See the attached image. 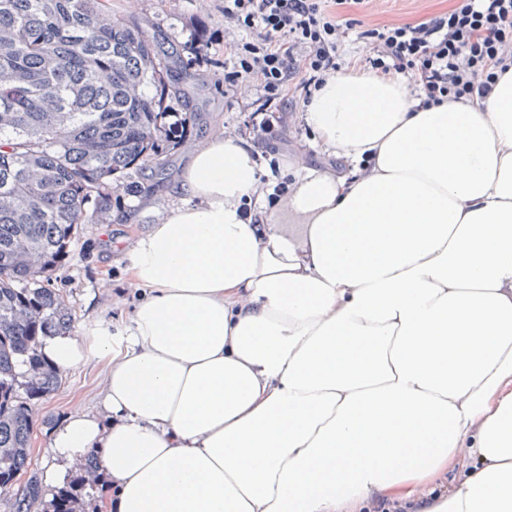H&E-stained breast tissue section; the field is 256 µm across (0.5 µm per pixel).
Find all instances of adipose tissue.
Segmentation results:
<instances>
[{
	"instance_id": "obj_1",
	"label": "adipose tissue",
	"mask_w": 512,
	"mask_h": 512,
	"mask_svg": "<svg viewBox=\"0 0 512 512\" xmlns=\"http://www.w3.org/2000/svg\"><path fill=\"white\" fill-rule=\"evenodd\" d=\"M302 118L347 172L295 157L273 211L252 145L207 139L129 250L128 321L47 340L104 381L44 484L92 455L103 512H512V68L423 107L351 66Z\"/></svg>"
}]
</instances>
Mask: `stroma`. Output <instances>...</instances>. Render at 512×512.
<instances>
[{"mask_svg":"<svg viewBox=\"0 0 512 512\" xmlns=\"http://www.w3.org/2000/svg\"><path fill=\"white\" fill-rule=\"evenodd\" d=\"M111 3L115 16L136 19L146 30L161 32L180 48L183 58H190L194 42L201 40L208 46L206 57L197 65L206 82L194 90L200 121L192 128L187 142L167 154L169 173L178 177L195 147L224 130L245 132L252 121L258 91L243 94L224 84V59L241 34L225 30L224 0H111ZM452 4L453 0H371L368 9L351 11L350 16L357 24L341 47L342 55L345 60L356 61L366 53L367 46L359 36L363 25L374 21L413 22L448 11ZM288 104L287 126L279 129L271 144L257 148L259 166L268 179L273 176L271 161L287 165L297 151H308L316 166L325 164L323 157L314 152L313 134L301 118L303 101L292 96ZM140 182L143 192L156 194V207L138 204L133 195L113 200L112 207L121 211L122 221L83 225L71 257L52 275V286L63 293L73 308L72 332L88 334L100 326H117L130 314L132 290L126 274V246L156 222L159 208L173 201L151 175H143ZM102 384V366L92 358L62 373L57 389L33 403L29 474L39 477L46 469L56 466L50 450L54 429L73 410L98 411Z\"/></svg>","mask_w":512,"mask_h":512,"instance_id":"obj_1","label":"stroma"}]
</instances>
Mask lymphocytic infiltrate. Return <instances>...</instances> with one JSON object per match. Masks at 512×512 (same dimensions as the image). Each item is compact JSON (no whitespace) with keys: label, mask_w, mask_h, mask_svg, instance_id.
Segmentation results:
<instances>
[{"label":"lymphocytic infiltrate","mask_w":512,"mask_h":512,"mask_svg":"<svg viewBox=\"0 0 512 512\" xmlns=\"http://www.w3.org/2000/svg\"><path fill=\"white\" fill-rule=\"evenodd\" d=\"M370 0H224V26L240 31L224 79L235 86L260 83L258 118L248 135L272 139L284 121L289 89L303 101L340 69L348 27L344 5ZM369 51L362 57L375 72L410 74L423 105L490 92L512 65V0H454L445 13L415 22H374L360 33Z\"/></svg>","instance_id":"obj_1"}]
</instances>
